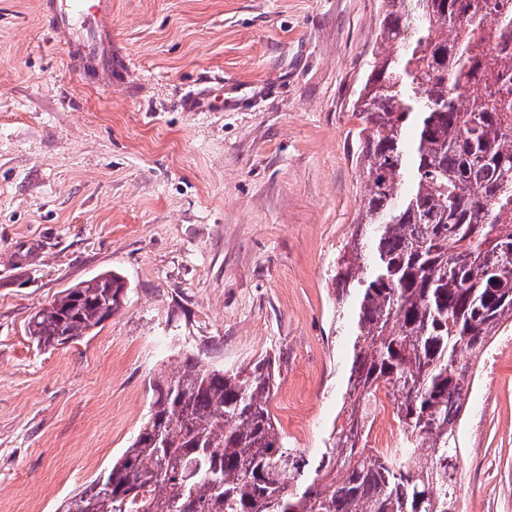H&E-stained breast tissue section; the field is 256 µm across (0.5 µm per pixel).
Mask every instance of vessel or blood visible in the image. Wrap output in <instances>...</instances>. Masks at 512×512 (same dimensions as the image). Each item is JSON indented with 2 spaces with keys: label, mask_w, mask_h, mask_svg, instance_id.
Masks as SVG:
<instances>
[{
  "label": "vessel or blood",
  "mask_w": 512,
  "mask_h": 512,
  "mask_svg": "<svg viewBox=\"0 0 512 512\" xmlns=\"http://www.w3.org/2000/svg\"><path fill=\"white\" fill-rule=\"evenodd\" d=\"M43 25L71 66L98 89L112 87V0H40Z\"/></svg>",
  "instance_id": "obj_1"
}]
</instances>
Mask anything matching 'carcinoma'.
<instances>
[{
  "instance_id": "cac0c4a2",
  "label": "carcinoma",
  "mask_w": 512,
  "mask_h": 512,
  "mask_svg": "<svg viewBox=\"0 0 512 512\" xmlns=\"http://www.w3.org/2000/svg\"><path fill=\"white\" fill-rule=\"evenodd\" d=\"M381 9L355 107L364 192L332 275L354 336L344 422L313 472L271 417V358L221 371L188 357L155 375L128 448L59 512H459L448 468L462 453L465 387L474 359L512 327V250L501 249L512 246V8ZM126 297L121 276L99 274L60 291L28 333L39 346L73 342ZM382 387L406 432L385 455L359 444Z\"/></svg>"
}]
</instances>
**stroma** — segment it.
Wrapping results in <instances>:
<instances>
[{
  "label": "stroma",
  "instance_id": "35a3bbf8",
  "mask_svg": "<svg viewBox=\"0 0 512 512\" xmlns=\"http://www.w3.org/2000/svg\"><path fill=\"white\" fill-rule=\"evenodd\" d=\"M379 0H112V90L72 69L39 0H0V512H58L193 356L277 363L269 409L313 463L341 407L332 285L358 215L354 112ZM224 82V109L189 97ZM43 245L38 262L19 249ZM128 285L93 334L37 346L30 317L103 272ZM465 443V512H512V350Z\"/></svg>",
  "mask_w": 512,
  "mask_h": 512
}]
</instances>
